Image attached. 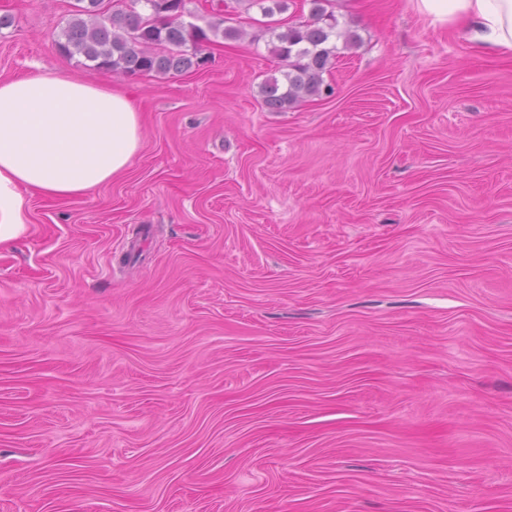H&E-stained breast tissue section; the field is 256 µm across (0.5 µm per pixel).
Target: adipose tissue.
Returning <instances> with one entry per match:
<instances>
[{
  "label": "adipose tissue",
  "instance_id": "obj_1",
  "mask_svg": "<svg viewBox=\"0 0 512 512\" xmlns=\"http://www.w3.org/2000/svg\"><path fill=\"white\" fill-rule=\"evenodd\" d=\"M435 21L464 22L477 51L512 55V0H418ZM141 142L121 90L53 70L0 81V249L29 230L31 195L76 198L124 172Z\"/></svg>",
  "mask_w": 512,
  "mask_h": 512
}]
</instances>
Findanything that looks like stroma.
Instances as JSON below:
<instances>
[{"label": "stroma", "mask_w": 512, "mask_h": 512, "mask_svg": "<svg viewBox=\"0 0 512 512\" xmlns=\"http://www.w3.org/2000/svg\"><path fill=\"white\" fill-rule=\"evenodd\" d=\"M0 0V80L124 88L142 141L0 250V512H512V56L418 0H332L283 112L258 8L208 64L60 55ZM329 1L304 0L310 5L307 21L268 28L272 53L287 68L282 82L271 77L261 85L260 93L268 110L283 112L304 98L320 96L324 85L322 74L338 50L335 43L331 44L332 38L343 37L344 47L356 42V34L338 29L336 16L325 8Z\"/></svg>", "instance_id": "1"}]
</instances>
